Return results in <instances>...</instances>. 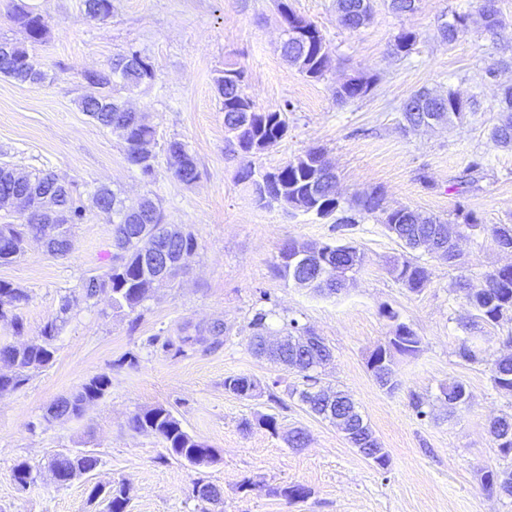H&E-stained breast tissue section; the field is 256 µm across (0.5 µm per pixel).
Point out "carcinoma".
I'll use <instances>...</instances> for the list:
<instances>
[{
  "mask_svg": "<svg viewBox=\"0 0 512 512\" xmlns=\"http://www.w3.org/2000/svg\"><path fill=\"white\" fill-rule=\"evenodd\" d=\"M283 23V40L280 48L283 57L301 75L319 81L328 70L329 51L320 29L307 39L295 37L298 29L312 24V21L299 15L288 0H274ZM363 0H336L339 24L350 31L364 25L366 16L360 12ZM477 11L483 21L484 30L495 35L502 25L497 8L486 6V0H476ZM85 12L93 20H105L112 14V0H83ZM452 21L439 29L443 40L453 42L458 33L469 26L472 14L451 12ZM13 21L23 30L27 42L0 41V74L20 82L37 83L45 74L37 67L26 43L43 41L48 34V25L42 14L24 4L15 6ZM417 42V34L409 29L400 30L394 37L392 53L402 57L409 55ZM155 64L152 58L139 50L129 49L126 55L112 63L108 70H87L83 73L85 92L80 98L81 111L103 128L120 129L125 143V160L139 176L152 182L156 177L155 156L146 145L155 140L156 126L146 113L134 112L114 96L118 85L132 91L150 82L154 76ZM217 94L224 110V126L232 141L241 152L250 149L263 151L268 144H278L288 133L286 111L290 104L274 110H262L256 106L253 97L247 92L244 70L231 63L224 64V70L214 79ZM373 88L371 78L358 73L349 77L336 88V100L355 101L367 97ZM480 107L476 96L463 98L455 91L447 96L434 95L428 88L415 91L403 104L404 129L421 126L425 117L431 115L440 120L462 119L475 113ZM498 111L502 118L492 128L491 140L499 147L512 148V85L500 88ZM168 170L172 176L185 185L196 182L201 172L189 146L177 139L164 144ZM236 179L240 183L253 186L262 179L272 191L282 188L278 206L284 211L302 210L313 212L320 219H332L341 208L340 197L336 193V175L327 166L323 152L311 149L294 157L283 166L261 172L252 166L241 168ZM25 202L40 212V222L31 224L19 217H13L15 206ZM358 211L377 218L385 225H396L397 238L405 247L414 250L420 247H435V237L449 224L447 220L426 216L408 206L389 203L381 191L354 199ZM0 266L12 264L23 253V243L33 234L41 239L47 251L53 256H65L72 247L73 229L84 223L87 213L94 211L112 224L111 262L101 272L81 280L79 289L84 300L89 302L102 294L112 296V306L134 312L151 295L160 283L154 282L155 271L150 267L136 236L144 229L156 237L167 231L169 223L159 200L149 196L137 203L128 205L118 190L101 186L89 196L84 195L75 183L65 184L52 171H41L33 176H18L6 165L0 166ZM492 236L498 246L512 247V224H495ZM169 251L178 260L184 254L192 255L198 248L195 235L179 229L176 236L167 241ZM316 244L290 239L280 249V262L274 266L278 277L286 282L292 280L288 260L303 252L305 261L299 274L313 281V288L323 291L322 282L336 286L346 281L353 271L352 253L359 251L356 245L340 243L327 244L332 249L331 267L319 280V257L314 251ZM393 272L402 284L413 292L426 285L428 274L425 267L410 259L394 261ZM487 288L467 293V305L475 316L486 323L503 325L512 323V266L494 270L484 276ZM28 301V294L22 288L8 281L0 280V322L12 328L16 335L24 329L17 313ZM72 310L71 296L61 298L57 315L47 321L40 335L20 345L0 344V363L9 366V371L0 372V394L19 390L30 377L48 367L54 359L58 325ZM272 310L263 306L257 308L249 325L252 334L249 348L258 356L294 370L302 379V388H295L291 395L305 405L313 414L334 424L335 417L346 418L349 430L345 431L351 447L377 468L385 470L389 465V455L382 448L370 425L365 421L358 406L349 394L336 398V391L325 386L319 377L318 369L331 357V350L324 339L311 330L302 327L295 319H283L287 336L294 339L288 351L278 355L264 352L265 324ZM422 340L413 331L401 335L385 348L384 362L376 364L368 360V369L376 383L392 392L398 388L395 355L413 356L420 352ZM491 381L493 386L506 393H512V354L500 355L491 360ZM112 381L109 375L92 377L75 392L54 401L47 409V419L79 418L85 411L101 400ZM259 383L247 375H234L224 379V389L240 397H251L258 390ZM448 406L455 409L470 399V393L461 383H455L443 391ZM128 427L139 434L151 435L160 439L169 457L199 469L217 462L218 450L190 435L182 427L173 412L164 407L145 409L133 414ZM490 433L503 455L512 453V415L494 420ZM100 463L97 456H64L56 454L50 462V470L55 481L61 486L72 479L96 468ZM14 481L25 487L34 481L33 471L25 462H19L12 469ZM482 487L489 493H501L512 497V471L507 475L489 471L484 476ZM130 484L122 481L109 489L111 512H125L129 500ZM192 495L200 505L201 512H208L205 505L218 504L223 500V490L202 479L193 481Z\"/></svg>",
  "mask_w": 512,
  "mask_h": 512,
  "instance_id": "1",
  "label": "carcinoma"
}]
</instances>
